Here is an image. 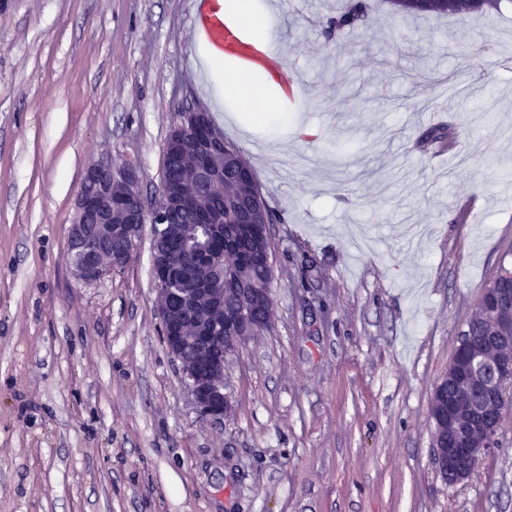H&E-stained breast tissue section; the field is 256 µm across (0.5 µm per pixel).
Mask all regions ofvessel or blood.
<instances>
[{"label": "vessel or blood", "instance_id": "b4317fda", "mask_svg": "<svg viewBox=\"0 0 512 512\" xmlns=\"http://www.w3.org/2000/svg\"><path fill=\"white\" fill-rule=\"evenodd\" d=\"M192 36L211 55L232 59L248 72H268L282 65L275 49L245 38L242 28L227 18L224 0H194Z\"/></svg>", "mask_w": 512, "mask_h": 512}]
</instances>
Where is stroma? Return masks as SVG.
<instances>
[{
	"label": "stroma",
	"instance_id": "obj_1",
	"mask_svg": "<svg viewBox=\"0 0 512 512\" xmlns=\"http://www.w3.org/2000/svg\"><path fill=\"white\" fill-rule=\"evenodd\" d=\"M345 2L257 0L295 91L248 131L192 0H0V512H512V410L454 485L429 412L512 263V0L407 20L373 0L326 41ZM189 105L280 217L273 325L230 356L220 422L163 343L151 226L96 281L67 257L86 169L131 164L154 195ZM438 126L452 158L421 143ZM349 1L350 3L348 2L342 11L336 13V16L326 20L325 32L331 41L336 34V43L346 31L361 27L371 10L368 0Z\"/></svg>",
	"mask_w": 512,
	"mask_h": 512
}]
</instances>
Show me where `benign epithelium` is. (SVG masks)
<instances>
[{"instance_id": "7a95c632", "label": "benign epithelium", "mask_w": 512, "mask_h": 512, "mask_svg": "<svg viewBox=\"0 0 512 512\" xmlns=\"http://www.w3.org/2000/svg\"><path fill=\"white\" fill-rule=\"evenodd\" d=\"M170 205V192L164 180L150 200L143 193L138 173L127 165L114 164L106 158L87 168L76 196L69 234L68 263L76 277L95 281L118 265L116 258H106L112 252V243L121 241L126 252H132L141 236V225L161 224L168 229L164 216ZM155 293L165 346L180 363L196 409L214 422L223 420L231 402L224 384L226 363L229 353L249 338L252 323L246 318L228 322L222 352L203 347L187 360L182 351L195 337L184 335L170 321L173 298L169 289L157 288ZM480 306L499 315L496 328L483 337L481 346L483 350L495 351L489 362L492 377L488 379L478 373L476 364L483 356L472 348L468 322L460 332L448 365V447L436 449L439 473L448 484L467 479L482 457L497 447L506 391L512 387V283L494 282L484 290ZM457 387L481 389L482 418L474 416L471 409L461 408L454 393Z\"/></svg>"}]
</instances>
